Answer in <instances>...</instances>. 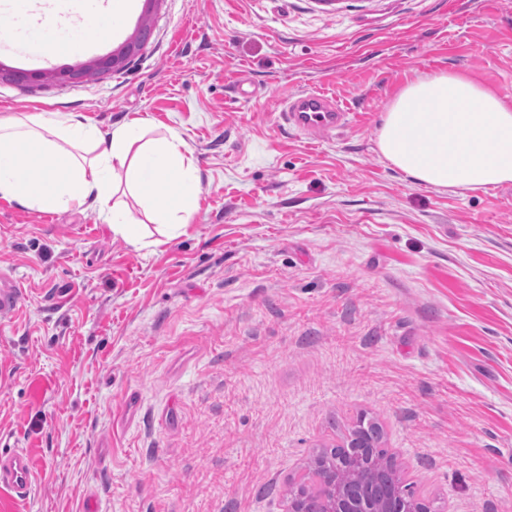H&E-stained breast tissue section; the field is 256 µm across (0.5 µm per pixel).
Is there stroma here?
Listing matches in <instances>:
<instances>
[{"mask_svg":"<svg viewBox=\"0 0 512 512\" xmlns=\"http://www.w3.org/2000/svg\"><path fill=\"white\" fill-rule=\"evenodd\" d=\"M149 24L124 69L75 84ZM0 115L173 130L201 172L185 235L136 248L96 209L0 199V444L26 512H286L376 416L431 512H512V183L452 192L379 154L392 98L461 73L512 97V0H134L123 30L33 61L0 40ZM317 92L323 139L283 119ZM284 104L287 112L282 115L286 122L313 139L327 136L346 120V112L334 100L321 94L289 95ZM33 481L34 470L29 453L23 449L4 452L0 448V493L7 490L15 503L25 505Z\"/></svg>","mask_w":512,"mask_h":512,"instance_id":"1","label":"stroma"}]
</instances>
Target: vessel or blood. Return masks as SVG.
<instances>
[{"label": "vessel or blood", "mask_w": 512, "mask_h": 512, "mask_svg": "<svg viewBox=\"0 0 512 512\" xmlns=\"http://www.w3.org/2000/svg\"><path fill=\"white\" fill-rule=\"evenodd\" d=\"M284 118L293 128L309 137L320 139L341 127L346 114L332 99L317 93L285 97ZM34 481L32 460L27 451L0 450V492H8L18 504L27 503Z\"/></svg>", "instance_id": "obj_1"}]
</instances>
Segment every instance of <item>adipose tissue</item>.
<instances>
[{"label": "adipose tissue", "mask_w": 512, "mask_h": 512, "mask_svg": "<svg viewBox=\"0 0 512 512\" xmlns=\"http://www.w3.org/2000/svg\"><path fill=\"white\" fill-rule=\"evenodd\" d=\"M80 2L77 29L61 28L51 16L27 23L23 40L32 55L86 51V34L112 37L131 6L130 0ZM149 129L147 120L134 119L105 132L75 113L0 117V198L37 211L94 207L133 244L142 242L147 222L167 234L185 233L200 192L194 152L178 134L153 137ZM376 144L416 184L478 191L512 182V98L458 73L424 75L391 102ZM123 190L145 220L119 200Z\"/></svg>", "instance_id": "adipose-tissue-1"}]
</instances>
